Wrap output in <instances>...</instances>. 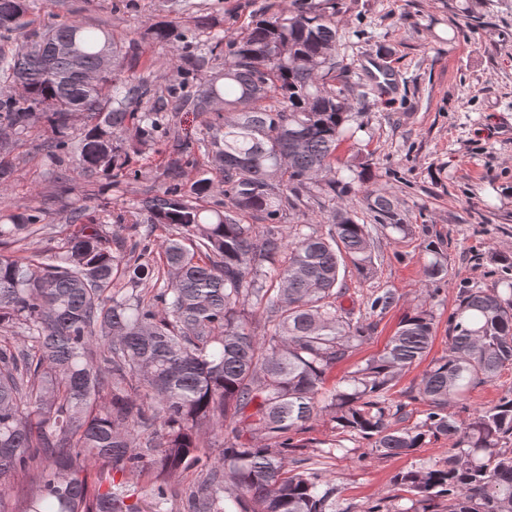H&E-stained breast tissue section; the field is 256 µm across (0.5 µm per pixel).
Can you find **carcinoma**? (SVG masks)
I'll return each mask as SVG.
<instances>
[{
	"instance_id": "1",
	"label": "carcinoma",
	"mask_w": 512,
	"mask_h": 512,
	"mask_svg": "<svg viewBox=\"0 0 512 512\" xmlns=\"http://www.w3.org/2000/svg\"><path fill=\"white\" fill-rule=\"evenodd\" d=\"M29 8L0 0V86L24 88L0 94V131L42 120L54 133L49 159L69 157L78 175L115 184L137 178L136 158L157 141L176 89L163 74L153 89L121 78L136 60L98 27L73 22L10 41ZM481 8L453 5L473 21ZM339 10L337 0L267 4L235 37H213L217 71L190 51L195 32L150 25L153 39L183 43L171 64L198 81L185 98L203 115L202 136L173 137L164 187L112 212L123 237L109 236L82 198L46 253L17 247L41 210L0 224V329L23 338L0 345V478L31 477L18 512H171V479L189 472L201 482L182 512H340L341 488L288 460L306 447L294 435L321 412L384 455L451 441L446 464L394 475L395 500L411 495L423 512H512V392L465 419L450 412L512 370V279L500 290L460 289L448 354L398 391L432 346L428 303L448 276L443 251L427 242L424 302L382 353L325 389L397 302L379 288L364 314L342 305L341 272L376 273L375 238L355 203L381 228L409 234L385 193L357 199L370 165L348 176L334 166L351 115L339 87ZM61 42L75 58L55 52ZM76 111L86 121L74 138ZM9 155L1 146V193L18 172ZM201 164L217 179L188 181ZM322 197L338 201L327 232L307 221L283 234L288 212ZM259 310L261 333L251 321Z\"/></svg>"
}]
</instances>
